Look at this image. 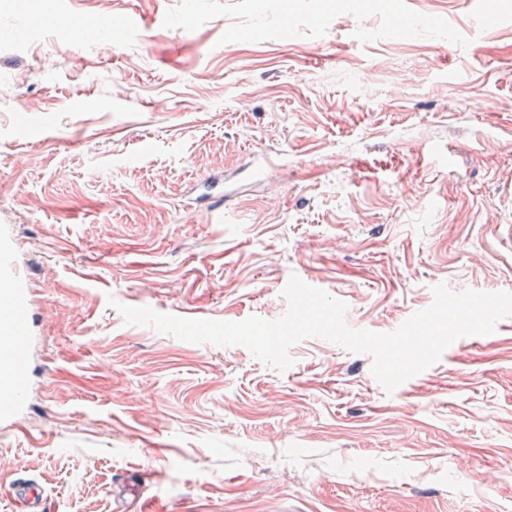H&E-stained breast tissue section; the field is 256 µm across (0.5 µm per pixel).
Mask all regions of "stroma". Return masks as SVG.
<instances>
[{"mask_svg":"<svg viewBox=\"0 0 512 512\" xmlns=\"http://www.w3.org/2000/svg\"><path fill=\"white\" fill-rule=\"evenodd\" d=\"M494 4L487 30L474 0H0V252L29 336L0 512L17 479L44 512H113L131 471L159 512H512V317L389 394L324 339L281 372L108 304L275 320L295 275L390 333L436 285L512 292Z\"/></svg>","mask_w":512,"mask_h":512,"instance_id":"stroma-1","label":"stroma"}]
</instances>
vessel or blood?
Returning a JSON list of instances; mask_svg holds the SVG:
<instances>
[{
    "label": "vessel or blood",
    "mask_w": 512,
    "mask_h": 512,
    "mask_svg": "<svg viewBox=\"0 0 512 512\" xmlns=\"http://www.w3.org/2000/svg\"><path fill=\"white\" fill-rule=\"evenodd\" d=\"M22 289L14 274L0 277V412L15 411L25 396L22 354L28 345ZM16 512H43L44 494L37 486L20 482L10 487Z\"/></svg>",
    "instance_id": "1"
}]
</instances>
